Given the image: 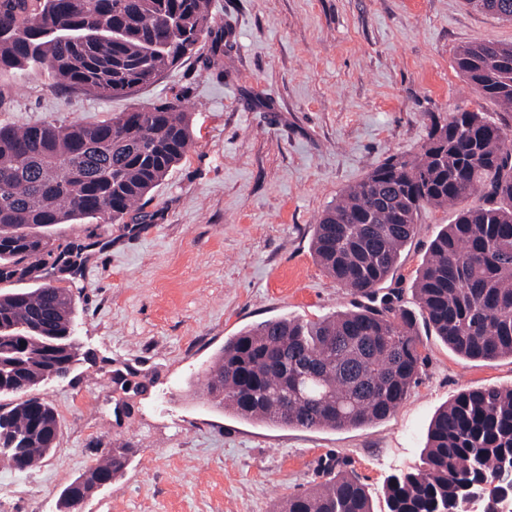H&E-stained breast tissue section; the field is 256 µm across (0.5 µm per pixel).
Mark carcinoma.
Masks as SVG:
<instances>
[{
  "mask_svg": "<svg viewBox=\"0 0 512 512\" xmlns=\"http://www.w3.org/2000/svg\"><path fill=\"white\" fill-rule=\"evenodd\" d=\"M512 19V0H467ZM212 34L209 0H0V69L44 70L61 87L131 94L200 50ZM458 69L480 96L512 110V44L462 46ZM192 133L175 103L110 120L21 131L0 127V281L32 278L46 264L74 269L84 246L52 248L45 228L94 219L118 224L189 152ZM481 192L439 232L416 280L420 314L467 360L512 356V141L488 112L461 107L433 119L413 159L391 156L328 207L312 241L318 263L368 304L316 322L265 321L224 343L215 365L220 394L246 420L341 430L393 413L418 382L423 341L414 314L379 294L415 234L422 208ZM79 361L74 307L45 283L0 291V431L19 472L50 454L55 408L34 394ZM128 448H111L60 493L75 512L101 479L112 480ZM512 464V387L464 389L439 409L422 465L391 476L383 512H450L469 482L492 484ZM277 512H374L360 479L327 468L319 485L288 496Z\"/></svg>",
  "mask_w": 512,
  "mask_h": 512,
  "instance_id": "carcinoma-1",
  "label": "carcinoma"
}]
</instances>
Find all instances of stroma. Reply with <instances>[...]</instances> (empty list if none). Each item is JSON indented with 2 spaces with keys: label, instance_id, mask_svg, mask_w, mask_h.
I'll list each match as a JSON object with an SVG mask.
<instances>
[{
  "label": "stroma",
  "instance_id": "1",
  "mask_svg": "<svg viewBox=\"0 0 512 512\" xmlns=\"http://www.w3.org/2000/svg\"><path fill=\"white\" fill-rule=\"evenodd\" d=\"M233 33L131 95L50 87L43 71L0 72V126L98 123L179 100L194 145L120 224H59L53 244L86 245L79 275L46 269L11 288L49 283L75 306L80 360L37 391L60 431L39 468L0 487V512H58L62 488L105 449L125 467L81 512H276L328 465L383 505L390 475L421 463L436 412L467 388L512 386V357L457 356L421 328L424 364L381 421L341 431L244 420L204 390L225 341L279 317L317 321L355 297L317 263L323 211L392 155L420 153L432 117L455 107L512 112L484 99L456 65L475 41L512 43V20L467 0H212ZM474 194L425 207L383 290L416 310L431 242ZM141 384L123 391L118 381Z\"/></svg>",
  "mask_w": 512,
  "mask_h": 512
}]
</instances>
